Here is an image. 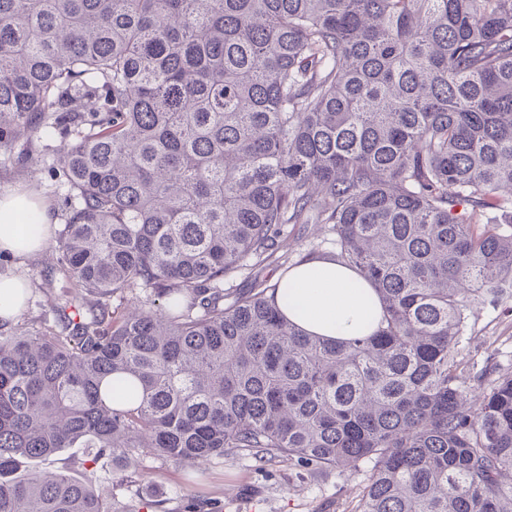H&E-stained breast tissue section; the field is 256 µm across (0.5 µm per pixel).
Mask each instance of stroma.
I'll list each match as a JSON object with an SVG mask.
<instances>
[{
  "label": "stroma",
  "mask_w": 512,
  "mask_h": 512,
  "mask_svg": "<svg viewBox=\"0 0 512 512\" xmlns=\"http://www.w3.org/2000/svg\"><path fill=\"white\" fill-rule=\"evenodd\" d=\"M58 141L32 137L17 150H33L38 165L25 170L0 167V192L12 188L37 193L61 216L64 191L48 167ZM272 261L244 267L224 280L226 300L248 291L308 255L336 251V234L328 224H287L276 239ZM24 275L29 284L25 310L17 329L33 331L52 324V305L73 294L72 281L54 265L52 250L24 261L0 258V270ZM458 359L474 396L488 391L493 376L512 374V286L482 291L468 301L467 321ZM56 468L87 481L111 512H146L145 501H158L157 512H184L187 501L204 504V512H356L371 466L347 473L326 468L316 472L297 460L264 464L242 452L213 457L187 467L150 454L132 457L125 474H117L106 458L93 459L83 448H68L54 458Z\"/></svg>",
  "instance_id": "stroma-1"
}]
</instances>
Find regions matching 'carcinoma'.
I'll use <instances>...</instances> for the list:
<instances>
[{"mask_svg": "<svg viewBox=\"0 0 512 512\" xmlns=\"http://www.w3.org/2000/svg\"><path fill=\"white\" fill-rule=\"evenodd\" d=\"M67 142L59 269L0 331V512H110L51 466L228 451L371 476L357 512H512V374L476 410L469 294L512 282V0H0V151ZM331 224L368 336H311L224 278ZM150 288L125 313L112 298Z\"/></svg>", "mask_w": 512, "mask_h": 512, "instance_id": "cac0c4a2", "label": "carcinoma"}]
</instances>
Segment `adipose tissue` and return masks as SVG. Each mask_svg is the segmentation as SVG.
<instances>
[{
	"instance_id": "ef3b65f1",
	"label": "adipose tissue",
	"mask_w": 512,
	"mask_h": 512,
	"mask_svg": "<svg viewBox=\"0 0 512 512\" xmlns=\"http://www.w3.org/2000/svg\"><path fill=\"white\" fill-rule=\"evenodd\" d=\"M40 213L36 232L20 234L29 211ZM55 224L48 206L30 191L0 192V253L30 258L42 252ZM279 304L289 319L309 334L347 341L371 334L381 316L377 295L356 271L329 259H313L280 277Z\"/></svg>"
}]
</instances>
